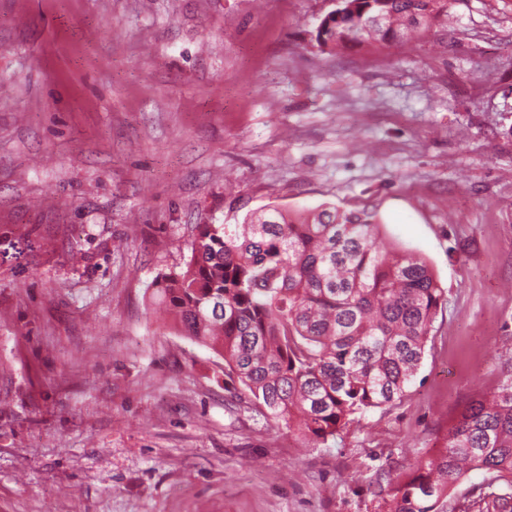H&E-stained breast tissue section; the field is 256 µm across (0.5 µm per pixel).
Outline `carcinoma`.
<instances>
[{
  "mask_svg": "<svg viewBox=\"0 0 512 512\" xmlns=\"http://www.w3.org/2000/svg\"><path fill=\"white\" fill-rule=\"evenodd\" d=\"M355 37L336 20L324 47L388 44L427 26L443 0H359ZM153 302L224 360L243 391L303 441L325 444L400 404L447 301L427 261L382 250L373 212L270 205L242 224H201L184 266L156 278ZM492 478L448 508L471 472ZM390 512H512V361L493 394L467 404L438 452L388 483Z\"/></svg>",
  "mask_w": 512,
  "mask_h": 512,
  "instance_id": "obj_1",
  "label": "carcinoma"
}]
</instances>
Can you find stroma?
<instances>
[{"instance_id":"35a3bbf8","label":"stroma","mask_w":512,"mask_h":512,"mask_svg":"<svg viewBox=\"0 0 512 512\" xmlns=\"http://www.w3.org/2000/svg\"><path fill=\"white\" fill-rule=\"evenodd\" d=\"M333 0H0V512H389L512 355V0L321 48ZM374 212L448 302L313 446L152 306L202 224Z\"/></svg>"}]
</instances>
